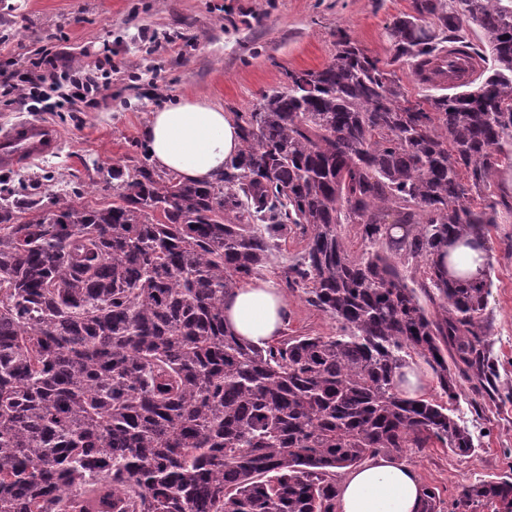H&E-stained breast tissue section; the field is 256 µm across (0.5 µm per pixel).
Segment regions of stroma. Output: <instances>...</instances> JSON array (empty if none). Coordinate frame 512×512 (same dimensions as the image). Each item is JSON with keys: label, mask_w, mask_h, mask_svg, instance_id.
I'll return each mask as SVG.
<instances>
[{"label": "stroma", "mask_w": 512, "mask_h": 512, "mask_svg": "<svg viewBox=\"0 0 512 512\" xmlns=\"http://www.w3.org/2000/svg\"><path fill=\"white\" fill-rule=\"evenodd\" d=\"M413 0H0V70H26L45 49L80 66L109 47L111 70L100 78L96 103L73 112H47L41 103L0 101V126L23 120L55 124V153L10 170L9 187L47 200L59 193L83 202L111 201L113 164L132 170L143 154L150 112L205 98L230 113L249 112L264 95L284 89L288 71L318 70L336 53L338 33L393 70L409 99L429 95L412 67L395 60L385 27L411 12ZM493 285L487 301L491 355L500 397L474 395L460 379V410L477 446L462 459L443 448L402 449L412 467L443 501L464 487L512 475V223L486 240ZM288 300L291 336L336 333L329 316L300 294Z\"/></svg>", "instance_id": "stroma-1"}]
</instances>
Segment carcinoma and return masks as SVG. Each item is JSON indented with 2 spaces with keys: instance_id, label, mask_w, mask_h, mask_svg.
Listing matches in <instances>:
<instances>
[{
  "instance_id": "cac0c4a2",
  "label": "carcinoma",
  "mask_w": 512,
  "mask_h": 512,
  "mask_svg": "<svg viewBox=\"0 0 512 512\" xmlns=\"http://www.w3.org/2000/svg\"><path fill=\"white\" fill-rule=\"evenodd\" d=\"M413 8L386 26L395 57L446 93L408 99L341 32L329 64L240 116L215 183L144 161L112 166L107 205L0 195V512H336L338 469L475 453L458 379L499 393L491 271L453 279L439 257L512 218L494 190L512 164V0ZM290 231L305 247L284 286L338 332L254 346L224 326V295ZM418 359L448 403L403 394ZM421 512H512V478L448 507L428 488Z\"/></svg>"
}]
</instances>
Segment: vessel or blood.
<instances>
[{
    "instance_id": "1",
    "label": "vessel or blood",
    "mask_w": 512,
    "mask_h": 512,
    "mask_svg": "<svg viewBox=\"0 0 512 512\" xmlns=\"http://www.w3.org/2000/svg\"><path fill=\"white\" fill-rule=\"evenodd\" d=\"M61 133L52 123L26 120L0 129V168L12 169L55 151Z\"/></svg>"
}]
</instances>
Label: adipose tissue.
<instances>
[{
    "instance_id": "adipose-tissue-1",
    "label": "adipose tissue",
    "mask_w": 512,
    "mask_h": 512,
    "mask_svg": "<svg viewBox=\"0 0 512 512\" xmlns=\"http://www.w3.org/2000/svg\"><path fill=\"white\" fill-rule=\"evenodd\" d=\"M143 136L155 169L188 183H213L237 158L243 141L231 115L205 100H183L150 113ZM224 322L240 339L264 347L288 323L280 284L252 279L224 297ZM424 487L417 473L378 456L350 472L338 489L336 512H420Z\"/></svg>"
}]
</instances>
